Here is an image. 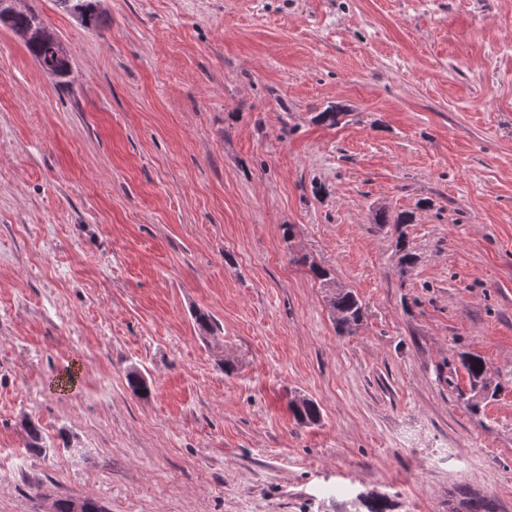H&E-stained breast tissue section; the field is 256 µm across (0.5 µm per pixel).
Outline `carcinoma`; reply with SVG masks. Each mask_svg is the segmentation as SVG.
I'll use <instances>...</instances> for the list:
<instances>
[{"label":"carcinoma","instance_id":"cac0c4a2","mask_svg":"<svg viewBox=\"0 0 512 512\" xmlns=\"http://www.w3.org/2000/svg\"><path fill=\"white\" fill-rule=\"evenodd\" d=\"M55 2L63 13L71 16L85 28L95 27L99 23V0ZM4 23L14 33L22 36L29 53L44 71L62 79L69 75L67 48L39 14L31 9L13 10ZM329 303L334 311L333 321L338 333L349 332L363 321L364 311L353 291L338 288L330 296ZM459 360L470 381V393L465 399V406L476 413L481 408L483 397L495 394L499 383L479 357L462 352L459 354ZM293 413L298 420L312 424L318 422L321 417L319 405L310 399L305 400L303 406L294 407ZM21 425L27 434V451L37 456L47 453L40 426L28 417L22 420ZM359 502L366 512H392L391 498L386 495L361 496ZM449 512H497V509L491 499L470 491L451 495Z\"/></svg>","mask_w":512,"mask_h":512}]
</instances>
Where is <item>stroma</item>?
I'll use <instances>...</instances> for the list:
<instances>
[{
  "instance_id": "obj_1",
  "label": "stroma",
  "mask_w": 512,
  "mask_h": 512,
  "mask_svg": "<svg viewBox=\"0 0 512 512\" xmlns=\"http://www.w3.org/2000/svg\"><path fill=\"white\" fill-rule=\"evenodd\" d=\"M26 6L71 71L0 25V512H512V0ZM58 8L81 26L91 28L100 20L99 0H55ZM329 303L335 314L333 321L339 334L350 332L363 321L364 311L353 291L336 287V292L330 296ZM459 360L470 381V393L464 404L472 413H477L484 401L483 397L491 394L492 398L499 387V382L495 381L494 374L479 357L462 352L459 354ZM449 512H498L493 501L476 492L450 495Z\"/></svg>"
}]
</instances>
